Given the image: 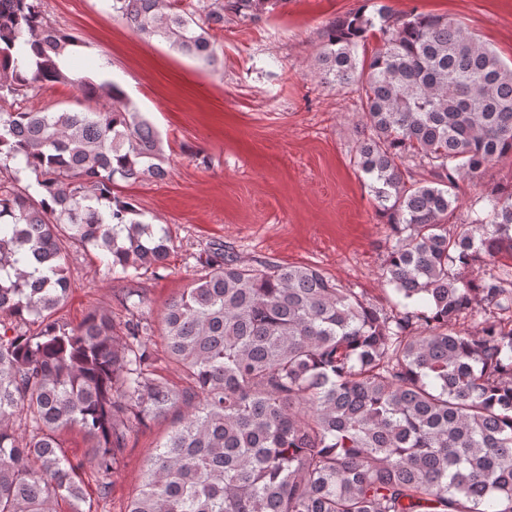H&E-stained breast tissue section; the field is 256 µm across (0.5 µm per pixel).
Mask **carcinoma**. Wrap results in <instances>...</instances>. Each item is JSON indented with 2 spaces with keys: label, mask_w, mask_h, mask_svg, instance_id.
Returning <instances> with one entry per match:
<instances>
[{
  "label": "carcinoma",
  "mask_w": 512,
  "mask_h": 512,
  "mask_svg": "<svg viewBox=\"0 0 512 512\" xmlns=\"http://www.w3.org/2000/svg\"><path fill=\"white\" fill-rule=\"evenodd\" d=\"M270 2L112 11L210 57L225 16L255 22ZM363 2L326 26L318 61L326 83L359 92L357 166L388 216L381 276L401 300L387 309L316 267L218 246L163 313L166 359L190 383L179 392L157 371L143 297L120 336L104 311L55 318L74 244L116 279L167 268L165 229L114 194L118 179L165 175L158 133L118 83L71 68L78 42L42 0H0V171L36 176L0 182V512L86 502L62 445L75 429L108 491L131 436L179 405L126 512H512V264L473 274L482 255L512 257V190L448 223L458 180L512 155V67L453 19ZM63 82L85 110L17 106ZM467 317L476 330L456 328Z\"/></svg>",
  "instance_id": "cac0c4a2"
}]
</instances>
